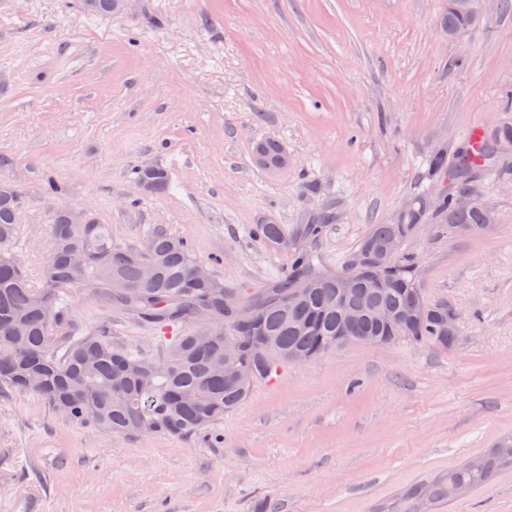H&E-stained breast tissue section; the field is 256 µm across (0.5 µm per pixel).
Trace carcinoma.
Segmentation results:
<instances>
[{
  "instance_id": "carcinoma-1",
  "label": "carcinoma",
  "mask_w": 512,
  "mask_h": 512,
  "mask_svg": "<svg viewBox=\"0 0 512 512\" xmlns=\"http://www.w3.org/2000/svg\"><path fill=\"white\" fill-rule=\"evenodd\" d=\"M82 5L92 16H108L121 11L124 0H82ZM468 24L469 17L451 6L446 9V33ZM487 155L485 142L470 143L458 152L451 171H444L445 158L439 153L430 158L429 169L464 188L473 170L489 168ZM135 181L149 185L148 196L169 186L167 171L157 166L141 168ZM410 202L402 222L376 225L357 251L393 237L405 241L434 213L448 216L453 229L484 225L480 206L458 209L446 194L422 193ZM23 203L13 183L0 181V393L34 394L70 419L113 436H143L145 425L150 424L153 434L192 439L224 419L251 390L249 385L224 378V346L228 344L236 346L235 355L248 363L265 355L258 380L290 361L293 352L317 359L328 352L329 339L341 331L377 337L382 345L403 337L448 348L440 323L448 317V304L425 300L413 259L394 257L382 270L388 280L382 292L369 288L370 270H356L351 263L338 273L323 269L307 249L306 240L316 236L322 225L332 223L326 211L311 215L291 238L271 218L253 227L258 241L273 247L289 245L295 261L282 279L241 297L218 280L213 286L194 282L195 259L183 240L156 232L143 251L117 247L106 225L88 212L83 223L77 224L71 221L68 208L53 213L50 257L41 271V285L35 288L26 267L14 259ZM143 260L155 267L150 284L143 282ZM345 276L352 280V300L384 306L397 315L414 304L418 319L388 326L367 314L344 324L336 308V290ZM78 286L116 301L164 334L178 326L187 332L168 337L163 353L153 357L112 346L103 328L78 334L66 319L67 292ZM127 288L138 289V295L129 297ZM46 301L53 307L50 317L42 308ZM201 309L213 320L211 336L198 333ZM226 323L231 327L228 335ZM481 459L480 468L473 469L466 462L433 483L413 489L408 498L449 501L454 485L477 488L489 483L499 470L512 469V454L504 456L496 448Z\"/></svg>"
}]
</instances>
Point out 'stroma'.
Segmentation results:
<instances>
[{"mask_svg": "<svg viewBox=\"0 0 512 512\" xmlns=\"http://www.w3.org/2000/svg\"><path fill=\"white\" fill-rule=\"evenodd\" d=\"M445 0H0V157L25 204L18 252L39 282L61 207L89 210L118 247L155 231L187 241L225 288L284 276L295 231L334 215L312 246L341 271L375 225L434 184L427 159L512 121V9L479 0L462 40ZM290 162L266 171L255 141ZM168 191L137 206L136 169ZM64 187L47 199L46 178ZM497 215L481 234L430 218L401 250L428 301L461 313L452 350L351 342L257 381L209 435L115 437L27 393L0 395V512H387L406 490L512 436V148L476 172ZM79 331L157 353L161 337L117 304L69 290ZM430 512H512V469ZM136 182H142L149 185V189L144 192L145 187L142 183L136 184L137 193H146L143 195H156L168 189L169 176L165 169L157 166H146L141 168L135 178ZM252 234L258 241L269 246L288 245V232L282 224H277L271 218L263 219L260 224H255Z\"/></svg>", "mask_w": 512, "mask_h": 512, "instance_id": "stroma-1", "label": "stroma"}]
</instances>
